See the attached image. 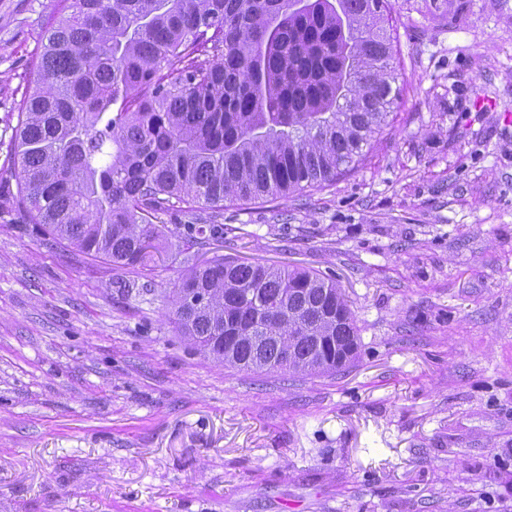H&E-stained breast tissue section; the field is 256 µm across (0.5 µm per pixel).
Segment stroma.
<instances>
[{
  "label": "stroma",
  "instance_id": "stroma-1",
  "mask_svg": "<svg viewBox=\"0 0 512 512\" xmlns=\"http://www.w3.org/2000/svg\"><path fill=\"white\" fill-rule=\"evenodd\" d=\"M57 0H0V174ZM399 98L359 166L190 250L336 281L356 360L215 364L182 260L92 259L0 203V512H512V0H389Z\"/></svg>",
  "mask_w": 512,
  "mask_h": 512
}]
</instances>
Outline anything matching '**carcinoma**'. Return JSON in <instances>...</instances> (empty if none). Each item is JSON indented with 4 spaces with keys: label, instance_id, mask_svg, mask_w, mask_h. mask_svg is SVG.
Here are the masks:
<instances>
[{
    "label": "carcinoma",
    "instance_id": "cac0c4a2",
    "mask_svg": "<svg viewBox=\"0 0 512 512\" xmlns=\"http://www.w3.org/2000/svg\"><path fill=\"white\" fill-rule=\"evenodd\" d=\"M58 0L17 104L8 194L29 223L121 267L202 213L316 189L362 161L398 91L387 0ZM203 357L332 374L358 353L335 282L215 257L171 290Z\"/></svg>",
    "mask_w": 512,
    "mask_h": 512
}]
</instances>
